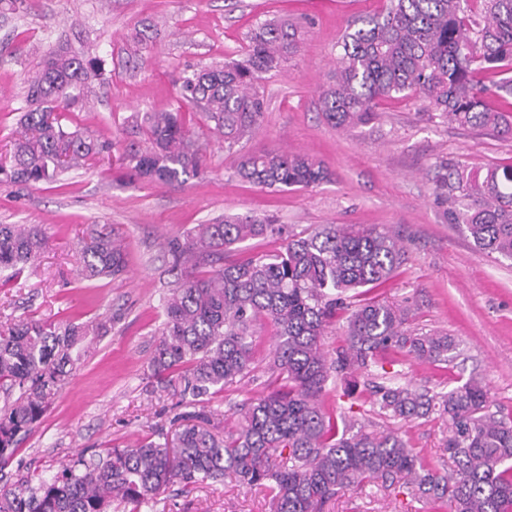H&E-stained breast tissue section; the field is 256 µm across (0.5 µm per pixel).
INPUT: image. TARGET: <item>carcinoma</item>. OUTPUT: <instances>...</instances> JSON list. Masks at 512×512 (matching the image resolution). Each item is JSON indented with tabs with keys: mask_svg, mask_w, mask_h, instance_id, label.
<instances>
[{
	"mask_svg": "<svg viewBox=\"0 0 512 512\" xmlns=\"http://www.w3.org/2000/svg\"><path fill=\"white\" fill-rule=\"evenodd\" d=\"M298 45L287 19L261 23L244 54L182 78L180 96L198 106L224 151L249 136L265 112L262 75L280 68ZM336 70L319 91L327 122L344 128L378 119L379 102L395 94L428 102L430 117L488 134L512 136V120L488 103L512 97V0H389L382 14L351 24L339 43ZM104 60L59 49L28 75L25 107L0 182L52 181L91 161L117 158L136 180L182 185L207 166V155L183 113L136 112L143 142L102 139L65 123L63 110L80 103L76 91L101 78ZM487 74L499 79L485 83ZM434 199L444 218L459 224L474 246L512 260V164L485 172L448 161L433 168ZM239 178L266 188L319 185L330 177L305 154L261 151L239 155ZM279 237L281 250L239 260L233 246ZM48 247L35 224H0V271L22 270ZM177 278L163 297L164 320L151 362L158 387L198 402L217 388L251 377L255 331L273 329L266 366L268 393L241 407L227 436L201 417L176 434L175 445L146 438L106 455L71 460L52 478L28 476L0 487V512H112V503L138 512L173 483L222 482L233 474L259 487L272 512H322L341 490L402 479L398 493L448 502L449 512H512V418L490 411L487 391L470 380L430 392L378 371L379 354L448 361L454 338L405 328L404 310L387 301L347 303L352 292L381 283L405 261L390 228L326 224L309 234L287 231L270 216L230 214L165 241ZM79 263L85 279L118 278L127 254L115 230L92 229ZM339 310L349 311L343 344L322 348ZM107 322L53 323L29 319L0 326V471L20 451L18 436L32 430L65 385L74 358ZM367 376L380 409L405 420L433 414L448 422L446 448L454 463L442 475L398 435L366 432L325 408L333 378Z\"/></svg>",
	"mask_w": 512,
	"mask_h": 512,
	"instance_id": "carcinoma-1",
	"label": "carcinoma"
}]
</instances>
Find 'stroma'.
Listing matches in <instances>:
<instances>
[{"label":"stroma","mask_w":512,"mask_h":512,"mask_svg":"<svg viewBox=\"0 0 512 512\" xmlns=\"http://www.w3.org/2000/svg\"><path fill=\"white\" fill-rule=\"evenodd\" d=\"M387 0H16L0 11V154L16 136L25 79L49 52L65 47L104 61V76L68 122L102 138L130 142L135 112L190 111L179 95L193 69L239 57L247 35L272 17L294 22L300 45L279 71L261 82L267 110L238 153L288 150L308 154L331 173L308 189L262 188L235 174L237 155L203 126L192 125L207 148L209 170L173 188L127 183L118 164L103 162L31 185H0V224H40L50 245L17 275L0 274V324L30 317L56 322L111 319L107 335L75 361L67 383L20 444L9 477H49L78 454L125 447L169 433L193 408L156 387L149 365L164 319L161 298L175 279L166 239L227 214L268 215L295 233L326 224L391 228L407 260L373 297L410 311L411 329L440 331L459 344L445 363L385 354L402 382L448 391L482 380L490 409L512 416V261L475 249L448 223L432 194L431 169L445 159L473 169L512 163V136L500 137L429 118L421 100L391 98L371 124L337 128L322 117L319 90L332 73L349 23L380 12ZM125 239L128 270L118 279H82L80 241L92 225ZM268 375L212 394L204 402L215 432L235 430L238 407L268 391ZM352 379L328 383L327 408L369 432L392 431L432 468L453 462L448 428L438 417L401 420L372 405L367 393L345 397ZM151 512H269L263 492L223 482L174 485ZM323 512H448L440 501L396 495L377 482L344 490Z\"/></svg>","instance_id":"obj_1"}]
</instances>
